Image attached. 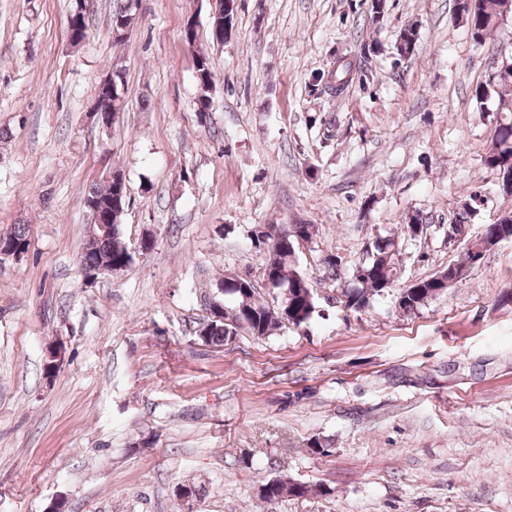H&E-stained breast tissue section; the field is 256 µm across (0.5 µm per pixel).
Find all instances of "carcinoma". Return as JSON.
<instances>
[{"mask_svg": "<svg viewBox=\"0 0 512 512\" xmlns=\"http://www.w3.org/2000/svg\"><path fill=\"white\" fill-rule=\"evenodd\" d=\"M125 0H115L113 6L110 28H119L122 21H127L126 27L134 26L135 20L128 18ZM459 12L468 27L471 39L482 46L486 38L498 25L501 18L503 0H457ZM234 8L224 6L219 13L210 17V34L215 41H223V37L231 35L234 27ZM418 40V30L415 24L410 23L400 32L396 43L397 52L410 55L414 52ZM356 65L349 62L341 66L336 72L339 85L321 84V78H316L318 95L333 98L341 94L353 83L354 77L350 73ZM196 80L199 86V95L196 105L200 122L207 119V109L210 108L212 91L209 58L201 54L196 64ZM124 70L117 68L112 71V86H100L97 89L96 100L101 103V111L114 113L123 111L124 97ZM497 96V125L495 135L487 146L482 161L489 169L498 173H512V94L490 89L480 85L474 91L477 103L483 105L492 96ZM94 203L100 209L112 208L124 211L129 207L128 195L119 196L113 186L107 184L103 187H92L84 194V206ZM470 218L464 217L457 223L455 234L465 243V261L448 265L443 272L448 280L456 276L466 277L468 268L474 265L475 254L473 248L478 245L479 237H465V225ZM294 233L287 236V242L282 244L275 253L266 258L264 272L268 273L272 284V292L278 294L281 305L271 308L258 296L256 288L238 286L233 278L224 277L218 280L210 289L201 292L200 300L203 304L215 300L224 308L223 319L209 323L198 341L205 345L222 346L239 332H248L257 337H269L286 325L295 329L307 326L316 313L317 298L307 278L298 270L293 247L297 246L296 237L301 235L304 224L293 225ZM483 232L489 236L512 239V213L499 218L492 224L483 225ZM13 242L23 249L30 245L28 225L16 224L7 234H0V242ZM364 265L370 269V274L364 278H356L357 284L351 288L341 290V296L346 299L347 308L362 312L371 305L375 295L381 293V284L394 280L397 265L399 264V249L395 238L389 236L375 240L369 248L365 249ZM87 265H99L106 260L112 263V269L121 270L132 261L123 240L120 225L112 224V235L97 239L86 246L82 254ZM442 295L440 286L435 277L430 276L415 282L413 285L400 291L398 299L399 308L412 313L429 301ZM309 489L288 478L275 477L265 481L260 488V499L266 503L275 502L283 497L303 496Z\"/></svg>", "mask_w": 512, "mask_h": 512, "instance_id": "obj_1", "label": "carcinoma"}]
</instances>
